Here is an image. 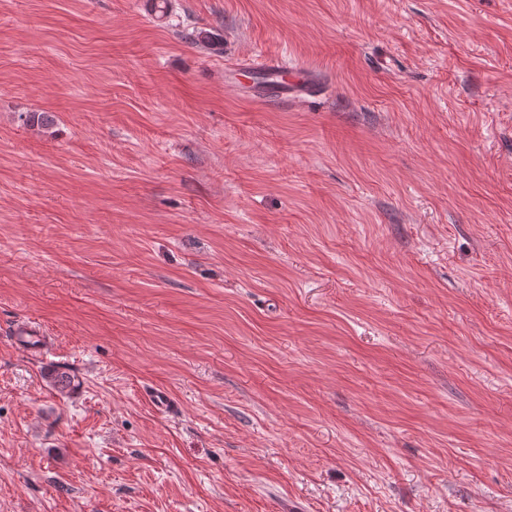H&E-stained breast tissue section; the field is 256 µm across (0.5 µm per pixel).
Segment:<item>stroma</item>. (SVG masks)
Returning a JSON list of instances; mask_svg holds the SVG:
<instances>
[{
	"label": "stroma",
	"instance_id": "obj_1",
	"mask_svg": "<svg viewBox=\"0 0 512 512\" xmlns=\"http://www.w3.org/2000/svg\"><path fill=\"white\" fill-rule=\"evenodd\" d=\"M292 502L512 512V0H0V512ZM240 65L265 76L258 92L268 100L288 102L300 99L313 88L306 70L299 65L291 66L279 59L264 56ZM10 334L20 346L26 347L32 345L38 347L42 351H47L49 349L48 342L39 332V329L34 325L27 327L22 323H16L12 327ZM36 336H42V338Z\"/></svg>",
	"mask_w": 512,
	"mask_h": 512
}]
</instances>
